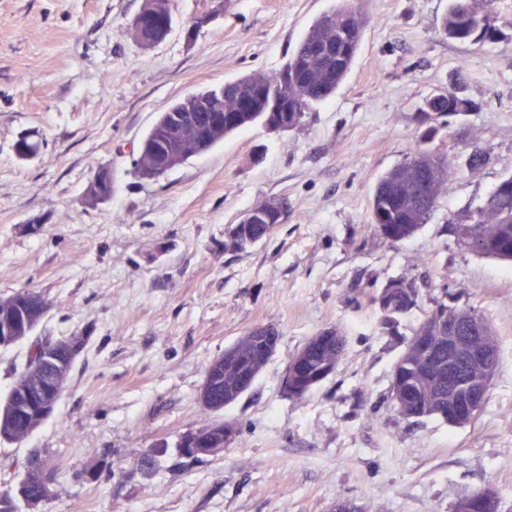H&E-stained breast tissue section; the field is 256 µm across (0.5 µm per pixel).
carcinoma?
I'll list each match as a JSON object with an SVG mask.
<instances>
[{
  "label": "carcinoma",
  "instance_id": "obj_1",
  "mask_svg": "<svg viewBox=\"0 0 512 512\" xmlns=\"http://www.w3.org/2000/svg\"><path fill=\"white\" fill-rule=\"evenodd\" d=\"M493 0H448V12L442 18V30L448 32L463 25L461 18L469 15L470 26L465 32L467 40L486 42L496 36H487V31L497 32L492 24ZM364 15L352 0H338L328 13L317 18L298 44L294 54L276 73H252L238 80L227 82L219 88L190 93L159 115L143 141L159 144L167 126L176 116L184 115L187 107L196 99H204L211 109H195L191 116L198 123L196 133L188 149L173 163L178 166L188 159L204 154L224 140V137L255 122H265L264 102L254 100L252 112L239 113L233 125H224L219 130L211 128V111L223 109L239 97L251 96L256 86L273 89L287 100V109L279 113L285 129L299 125L306 110L333 95L345 80L354 62L362 38ZM475 104L447 96L428 98L423 112H433L439 117H451L461 112H473ZM442 125L428 127L420 136L414 154L406 162L395 166L381 176L371 199L373 223L385 239L399 242L413 236L426 223L436 207L437 199L448 182L452 162L441 158L431 145ZM282 207L275 200L261 202L254 206L257 222L235 224L226 232L224 250L241 252L250 248L252 238L264 236L267 223H276L274 211ZM475 214L480 220L473 221V239L467 241L470 248L485 256L502 260H512V192H491L484 206ZM389 294L392 305L399 307L407 302L417 303L418 289L413 281L400 277L380 291ZM38 308V316L45 314L46 302L35 291L23 290L11 296L0 298V336L9 315L19 308ZM427 335L432 343L448 357V305L436 302L432 309L414 330L405 351L395 363L391 381V392L400 390L405 384L414 390V398L399 416L404 419L438 417L448 419V403L441 398V386L437 378L420 370L426 361L427 353L418 345L417 337ZM345 341L341 340L321 351L310 350L303 355L308 373L317 374L329 366H336L342 356ZM232 360H213L207 368L212 375L220 378L224 385V400L233 403L237 400L243 375L247 372L260 373L268 363L255 345L246 336L229 347ZM41 365L27 360L17 374L9 393L16 397L24 393L36 382L42 380ZM202 431L222 432L220 439L229 442L236 434V427L227 422L201 419Z\"/></svg>",
  "mask_w": 512,
  "mask_h": 512
}]
</instances>
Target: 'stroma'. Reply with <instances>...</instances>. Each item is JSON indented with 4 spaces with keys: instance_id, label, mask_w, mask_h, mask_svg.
<instances>
[{
    "instance_id": "35a3bbf8",
    "label": "stroma",
    "mask_w": 512,
    "mask_h": 512,
    "mask_svg": "<svg viewBox=\"0 0 512 512\" xmlns=\"http://www.w3.org/2000/svg\"><path fill=\"white\" fill-rule=\"evenodd\" d=\"M335 2L171 0L170 34L143 50L131 30L143 0H0V297L27 288L47 303L31 338L0 348V398L33 342L84 339L53 414L0 443V484L16 486L33 459L52 472L37 512H331L347 500L454 512L487 487L512 512V263L455 232L512 176V0H495L496 41L476 44L443 34L448 0H359L352 69L298 127L257 122L156 180L133 173L161 112L279 71ZM457 83L478 109L433 143L454 173L427 223L391 242L371 222L376 181L432 124L424 99ZM25 137L41 148L22 161ZM102 169L112 196L85 204ZM266 200L283 202L281 223L225 250L228 227ZM401 276L418 302L389 327L372 299ZM440 298L481 314L499 343L487 401L465 426L402 419L391 400L392 367ZM269 325L273 357L216 414L236 436L221 455L181 457L207 366ZM328 328L344 354L293 400L288 361Z\"/></svg>"
}]
</instances>
